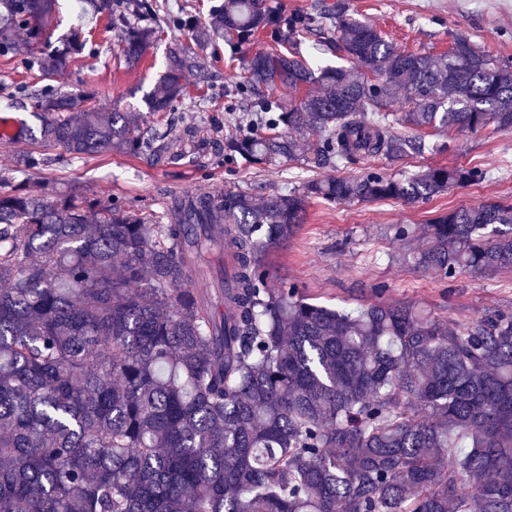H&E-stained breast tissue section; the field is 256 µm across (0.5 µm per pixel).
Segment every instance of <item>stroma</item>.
Returning <instances> with one entry per match:
<instances>
[{
    "label": "stroma",
    "instance_id": "1",
    "mask_svg": "<svg viewBox=\"0 0 512 512\" xmlns=\"http://www.w3.org/2000/svg\"><path fill=\"white\" fill-rule=\"evenodd\" d=\"M354 17L379 29L400 48L412 51H447L451 31H468L475 47L498 58H512V0H348ZM52 39L80 32L87 41L82 58L71 66L61 83L66 88H93L101 106L143 111V99L165 71L171 49L189 47L193 66L186 73L189 94L204 90L205 107L179 110L178 120L166 124L163 116H147L154 128H167L173 149L180 150L187 134L200 139L223 138L233 127H247L252 106L235 96L231 78L242 72L252 52L267 47L259 38L249 47L230 49L225 44L203 46L194 36L170 28L151 44L142 59L128 63L122 53L120 27L106 28L104 20L80 11L75 0H59L51 22ZM38 70H23L0 59V118L38 127V119L17 98L18 87L40 89ZM44 150L49 166L31 173L20 160ZM59 150L40 148L20 139L0 141V192L24 187L58 197L70 192L104 197L133 206L145 214L167 210L173 198L202 187L222 191L244 190L254 199L286 193L314 178L315 173L296 162L273 161L250 165L228 162L208 152L183 154L156 164L152 156L131 157L108 152L54 164ZM479 167L484 180L455 186L425 203L384 200L376 202H307L306 220L287 238L270 246L261 258L273 287L296 285L308 297L329 306H358L384 299L409 303L431 317L464 324L491 310L512 312V269L476 276L462 272L443 279L439 272L418 265L427 246L424 227L435 215L459 207H476L490 200L512 203V132L488 128L478 133H457L449 151L425 148L398 162L359 161L343 167L345 175L376 168L390 175L411 173L427 165ZM411 226L412 234L399 239L395 225ZM386 286L377 296L378 286Z\"/></svg>",
    "mask_w": 512,
    "mask_h": 512
}]
</instances>
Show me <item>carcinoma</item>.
<instances>
[{
    "label": "carcinoma",
    "instance_id": "1",
    "mask_svg": "<svg viewBox=\"0 0 512 512\" xmlns=\"http://www.w3.org/2000/svg\"><path fill=\"white\" fill-rule=\"evenodd\" d=\"M57 0H0V58L48 80L40 121L0 137L59 146L56 161L168 155L138 112L83 108L52 83ZM121 0H87L112 17ZM161 31L132 30L139 61ZM274 45L246 61L247 131L215 143L249 163L315 170L402 160L429 131L512 132V60L464 30L439 55L406 52L344 0L283 18L265 0L209 8L202 40ZM313 34L349 67L314 69ZM185 52L144 98L171 118ZM292 91L284 102L268 92ZM408 130L403 134L396 131ZM464 166L401 177L370 168L261 202L208 190L144 218L110 199L0 192V512H512V314L463 325L410 304L331 308L269 285L259 254L304 223L306 202H424L484 180ZM418 264L445 279L512 268V203L441 213Z\"/></svg>",
    "mask_w": 512,
    "mask_h": 512
}]
</instances>
